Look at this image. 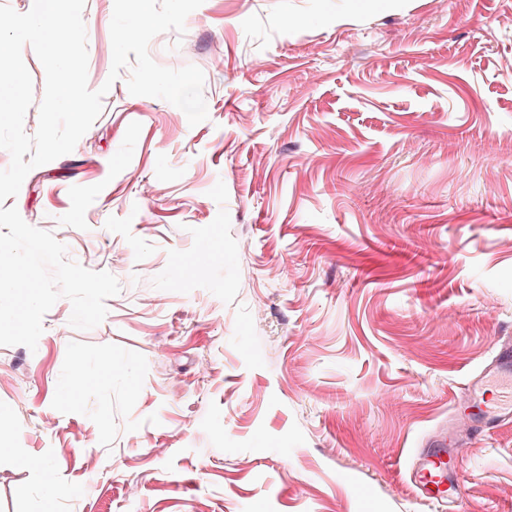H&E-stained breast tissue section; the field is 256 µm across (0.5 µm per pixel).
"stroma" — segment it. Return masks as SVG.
Listing matches in <instances>:
<instances>
[{
  "label": "stroma",
  "instance_id": "1",
  "mask_svg": "<svg viewBox=\"0 0 512 512\" xmlns=\"http://www.w3.org/2000/svg\"><path fill=\"white\" fill-rule=\"evenodd\" d=\"M113 3L100 115L6 203L121 290L0 346V512H435L408 455L512 341V0H204L149 46L194 126L109 81ZM458 479L512 512V423Z\"/></svg>",
  "mask_w": 512,
  "mask_h": 512
}]
</instances>
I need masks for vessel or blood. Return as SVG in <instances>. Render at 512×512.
Instances as JSON below:
<instances>
[{"label":"vessel or blood","instance_id":"vessel-or-blood-1","mask_svg":"<svg viewBox=\"0 0 512 512\" xmlns=\"http://www.w3.org/2000/svg\"><path fill=\"white\" fill-rule=\"evenodd\" d=\"M457 409L469 411L474 433L512 423V344L498 346L489 361L469 380ZM458 442L448 430L438 431L429 447L411 451L405 475L416 494L449 512L460 494L456 468Z\"/></svg>","mask_w":512,"mask_h":512}]
</instances>
